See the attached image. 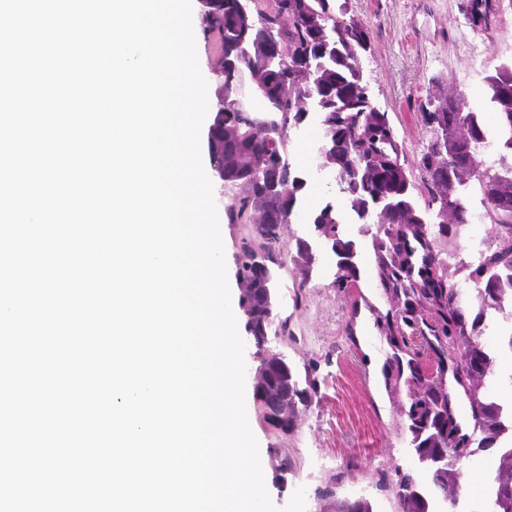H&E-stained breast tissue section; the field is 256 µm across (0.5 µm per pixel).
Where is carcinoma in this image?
I'll use <instances>...</instances> for the list:
<instances>
[{"label":"carcinoma","instance_id":"obj_1","mask_svg":"<svg viewBox=\"0 0 512 512\" xmlns=\"http://www.w3.org/2000/svg\"><path fill=\"white\" fill-rule=\"evenodd\" d=\"M502 0H465V15L478 32L494 25ZM206 0L203 34L214 49L217 109L210 128V156L222 164L232 193L231 224L251 225L236 254L237 305L255 346L292 335L275 313L283 288L279 271L291 267L298 288L310 282L317 246L336 257L331 285L359 292L371 262L386 311L372 304L388 350L382 368L386 390L403 387L407 448L418 470L391 487L397 512H468L448 499L457 461L493 452L484 478L494 512H512V402L494 390L502 359L485 339L489 317L512 295V62L484 77L483 112L464 97L437 89L421 105L427 146L408 166L388 113L370 101L361 57L371 30L337 0ZM260 97L265 109L248 104ZM314 113L322 130L320 167L335 175V191L309 213L310 238L295 250L281 230L302 208L306 173L288 154L290 131ZM496 138L495 162L484 153ZM429 199L420 206L415 190ZM480 196L491 225L490 241L473 262L453 267L471 224L472 196ZM360 225L367 243L343 233ZM467 270L465 283L456 272ZM317 383L300 377L288 357L261 358L254 385L265 421L294 431L299 408H308ZM468 400V426L458 419L455 392ZM322 512H376L367 497L338 500Z\"/></svg>","mask_w":512,"mask_h":512}]
</instances>
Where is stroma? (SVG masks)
<instances>
[{
    "instance_id": "35a3bbf8",
    "label": "stroma",
    "mask_w": 512,
    "mask_h": 512,
    "mask_svg": "<svg viewBox=\"0 0 512 512\" xmlns=\"http://www.w3.org/2000/svg\"><path fill=\"white\" fill-rule=\"evenodd\" d=\"M462 0H349L351 14L372 30L370 53L363 58L372 74L370 92L393 122L407 161L428 142L420 111L438 88L481 102L484 76L512 57V7L502 6L493 30L474 31L461 11ZM332 261L323 256L300 303L285 299L278 309L287 318L291 337L270 340L267 348L284 352L297 370L315 366L318 390L300 413L297 427L285 435L268 425L252 388L260 355L244 336L246 411L262 453L265 485L273 504L284 508L296 489H304L306 512H319L327 495L366 496L377 512H393L390 492L380 482H396L413 472L402 430L405 392L390 393L380 368L387 348L374 326L368 303L380 295L371 275H364L354 297L331 285ZM294 468L278 472L282 457Z\"/></svg>"
}]
</instances>
